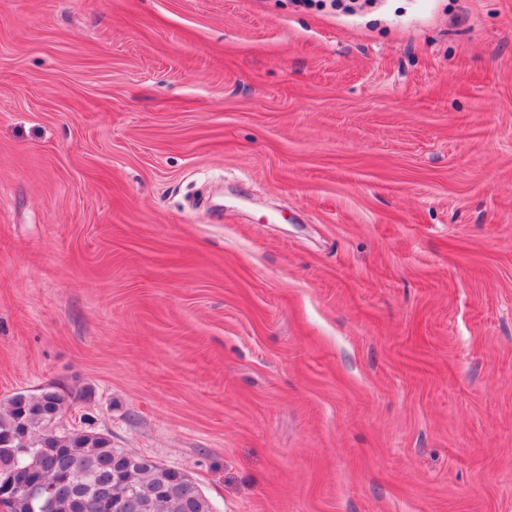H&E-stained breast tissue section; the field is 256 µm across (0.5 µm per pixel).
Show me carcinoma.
<instances>
[{"label": "carcinoma", "mask_w": 512, "mask_h": 512, "mask_svg": "<svg viewBox=\"0 0 512 512\" xmlns=\"http://www.w3.org/2000/svg\"><path fill=\"white\" fill-rule=\"evenodd\" d=\"M85 392L50 384L19 391L0 404V475L17 472L22 490L8 512H79L81 499L95 512H215L185 472L112 447V436L90 427L58 428Z\"/></svg>", "instance_id": "obj_1"}]
</instances>
